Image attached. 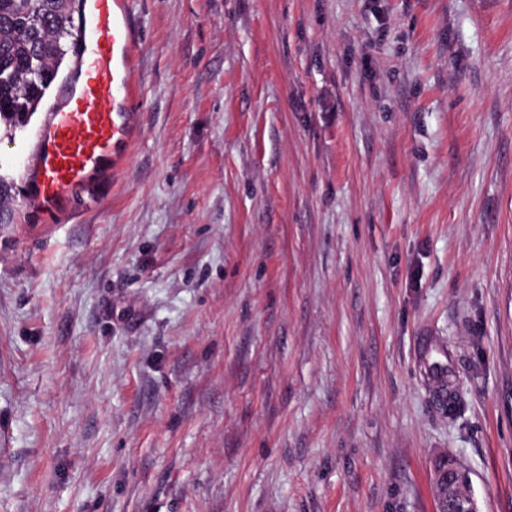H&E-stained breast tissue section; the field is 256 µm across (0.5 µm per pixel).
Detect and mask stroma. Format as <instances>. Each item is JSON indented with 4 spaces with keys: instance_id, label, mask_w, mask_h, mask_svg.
I'll return each instance as SVG.
<instances>
[{
    "instance_id": "1",
    "label": "stroma",
    "mask_w": 512,
    "mask_h": 512,
    "mask_svg": "<svg viewBox=\"0 0 512 512\" xmlns=\"http://www.w3.org/2000/svg\"><path fill=\"white\" fill-rule=\"evenodd\" d=\"M132 8L116 170L0 125V512H512V0ZM441 463L434 468V486L438 491V509L437 512H447L448 502L461 497L466 487L459 480V468L457 460L445 454L440 458Z\"/></svg>"
}]
</instances>
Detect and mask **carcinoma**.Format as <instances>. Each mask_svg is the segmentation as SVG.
Here are the masks:
<instances>
[{
  "label": "carcinoma",
  "mask_w": 512,
  "mask_h": 512,
  "mask_svg": "<svg viewBox=\"0 0 512 512\" xmlns=\"http://www.w3.org/2000/svg\"><path fill=\"white\" fill-rule=\"evenodd\" d=\"M76 46L70 0H0V123L30 120Z\"/></svg>",
  "instance_id": "cac0c4a2"
}]
</instances>
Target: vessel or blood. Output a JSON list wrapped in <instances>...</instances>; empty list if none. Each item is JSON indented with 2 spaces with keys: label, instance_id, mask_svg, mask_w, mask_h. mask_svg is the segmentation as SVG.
<instances>
[{
  "label": "vessel or blood",
  "instance_id": "1",
  "mask_svg": "<svg viewBox=\"0 0 512 512\" xmlns=\"http://www.w3.org/2000/svg\"><path fill=\"white\" fill-rule=\"evenodd\" d=\"M131 0H93L90 20L80 24V74L62 109L49 113L31 158V207L60 208L66 197L130 143L139 98L138 52Z\"/></svg>",
  "mask_w": 512,
  "mask_h": 512
}]
</instances>
